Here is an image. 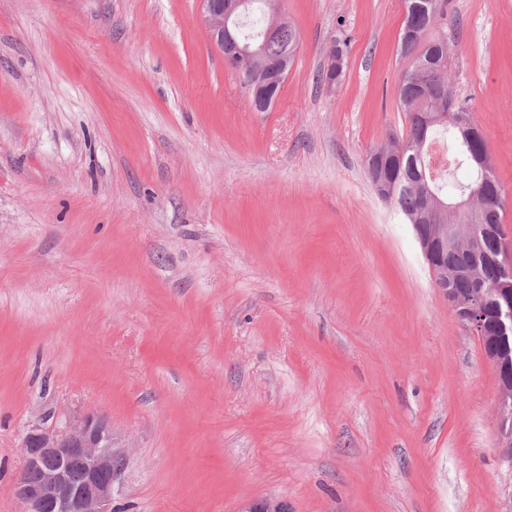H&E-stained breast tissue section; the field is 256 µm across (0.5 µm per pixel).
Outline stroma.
Listing matches in <instances>:
<instances>
[{
    "instance_id": "obj_1",
    "label": "stroma",
    "mask_w": 512,
    "mask_h": 512,
    "mask_svg": "<svg viewBox=\"0 0 512 512\" xmlns=\"http://www.w3.org/2000/svg\"><path fill=\"white\" fill-rule=\"evenodd\" d=\"M443 2L512 254V0ZM281 9L255 112L199 0H0V512L78 412L126 454L114 512H512L496 373L366 165L408 127L402 0Z\"/></svg>"
}]
</instances>
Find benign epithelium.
I'll return each instance as SVG.
<instances>
[{
    "label": "benign epithelium",
    "mask_w": 512,
    "mask_h": 512,
    "mask_svg": "<svg viewBox=\"0 0 512 512\" xmlns=\"http://www.w3.org/2000/svg\"><path fill=\"white\" fill-rule=\"evenodd\" d=\"M202 24L211 44L225 60L241 68L249 65V45L240 44L232 18H241L248 0H200ZM448 111L425 117L426 125L448 123L461 129L472 128L471 116ZM389 152H376L370 164L374 187L388 202L402 190L400 182L380 174ZM478 191L489 180L492 159L489 147L473 153ZM473 196L460 198L449 206L435 205L427 212L429 223L415 224L413 230L425 263L438 288L457 319L481 341L485 359L493 366L499 381V413L512 420V260L504 254L489 255L485 242L493 229L483 224H458L457 217H470ZM463 254L455 267L443 259L448 247ZM464 277L475 284L469 294L454 288ZM498 304L495 334L488 333L487 307ZM25 465L15 482L16 497L24 512H112L114 483L124 469L125 454L117 449L112 426L103 415L76 413L51 428L33 425L22 443ZM242 512H289L288 503L268 497L244 508Z\"/></svg>",
    "instance_id": "1"
}]
</instances>
